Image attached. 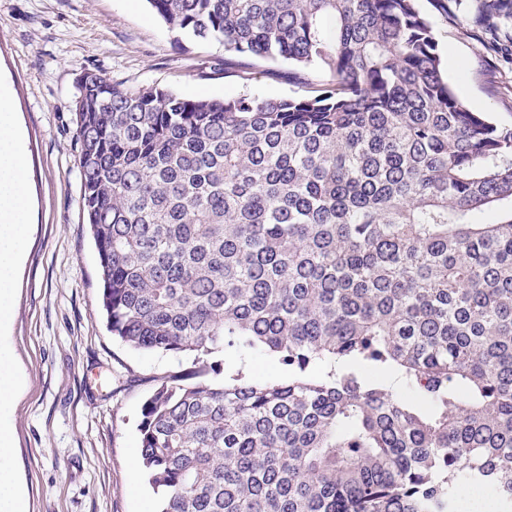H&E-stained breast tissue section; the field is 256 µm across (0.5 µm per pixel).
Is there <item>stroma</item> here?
I'll use <instances>...</instances> for the list:
<instances>
[{
    "mask_svg": "<svg viewBox=\"0 0 512 512\" xmlns=\"http://www.w3.org/2000/svg\"><path fill=\"white\" fill-rule=\"evenodd\" d=\"M447 61L448 82L476 111L512 127V25H473L418 0ZM214 43L177 39L148 0H0V75L24 129L34 213L7 336L21 388L11 409L27 512H154L134 475L141 406L186 361L130 349L101 309L98 256L83 222L72 110L78 76L94 68L128 87L184 97L303 93L284 63L225 68Z\"/></svg>",
    "mask_w": 512,
    "mask_h": 512,
    "instance_id": "obj_1",
    "label": "stroma"
}]
</instances>
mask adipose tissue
<instances>
[{"label": "adipose tissue", "instance_id": "adipose-tissue-1", "mask_svg": "<svg viewBox=\"0 0 512 512\" xmlns=\"http://www.w3.org/2000/svg\"><path fill=\"white\" fill-rule=\"evenodd\" d=\"M12 97V87L0 79V328L8 327L11 320L32 207L23 136L12 109ZM17 388L13 358L0 349V512L25 510L9 420Z\"/></svg>", "mask_w": 512, "mask_h": 512}]
</instances>
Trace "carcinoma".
I'll return each mask as SVG.
<instances>
[{"label": "carcinoma", "mask_w": 512, "mask_h": 512, "mask_svg": "<svg viewBox=\"0 0 512 512\" xmlns=\"http://www.w3.org/2000/svg\"><path fill=\"white\" fill-rule=\"evenodd\" d=\"M415 2L148 0L306 90L77 84L108 329L191 361L141 408L160 512H460L463 485L512 512V128L449 87ZM254 352L288 377L203 381Z\"/></svg>", "instance_id": "1"}]
</instances>
